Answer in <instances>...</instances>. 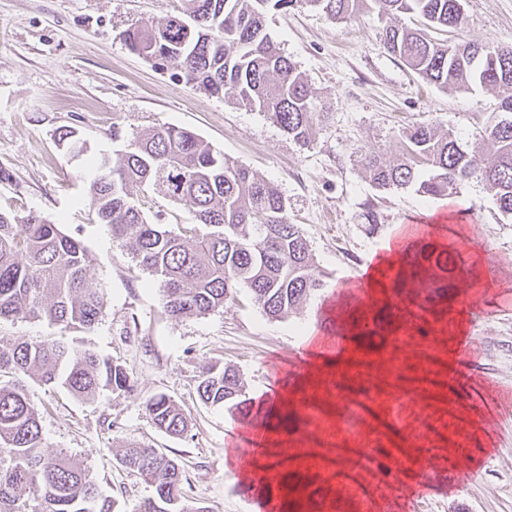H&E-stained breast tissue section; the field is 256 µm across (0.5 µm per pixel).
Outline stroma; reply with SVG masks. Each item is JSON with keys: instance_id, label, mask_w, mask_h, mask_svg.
Instances as JSON below:
<instances>
[{"instance_id": "1", "label": "stroma", "mask_w": 512, "mask_h": 512, "mask_svg": "<svg viewBox=\"0 0 512 512\" xmlns=\"http://www.w3.org/2000/svg\"><path fill=\"white\" fill-rule=\"evenodd\" d=\"M183 0H0V209L61 221L63 231L90 252L93 287L104 289V313L90 331H64L44 320L0 321V340L65 339L123 365L137 396L103 390L79 399L22 377L38 409L47 453L77 460L96 478L114 512H131L149 495L142 478L122 465L129 443L159 449L184 468L189 497L209 512H258L250 494L224 461L234 419L224 408L201 403L196 392L203 365L239 370L248 396L277 386L275 365L289 361L300 330L317 325L325 295L311 296L299 315L274 319L248 292L223 310L173 319L152 276L132 258L128 244L114 240L86 195L97 176L95 158L118 157L128 140L152 127L194 131L227 157L272 183L284 197L288 220L300 225L314 255L313 273L339 289L367 264L395 225L428 215L450 216L444 199L410 189L380 190L361 159L374 151L384 159L400 152L402 131L419 123L449 128L467 139L499 113L498 91L472 86L455 92L426 83L384 47L387 18L364 11L335 22L304 4L269 9L268 35L308 80L327 112L309 145L298 144L266 113L192 89L132 53L122 39L128 27L155 21L183 7ZM463 38L479 43L512 41V0H463ZM73 128L84 147L67 151L58 133ZM466 213L452 222L465 232L474 218L481 236L466 241L458 260L493 251L512 256V217L501 214L480 182L464 183L457 196ZM150 222L190 224V205L176 204L161 190L140 199ZM376 227H369L367 212ZM512 291V269L489 276L479 303L467 305L468 331L476 340L466 361H453L448 334L411 331V354L396 367L376 364L354 370L358 388L369 389L368 414L387 415L404 405L399 436L385 427L371 432L372 448L387 449L384 464L398 455L427 460L436 492L422 486L416 467H396L412 497L388 496L375 471L351 470L374 499L390 498L393 512H512V476L498 473L495 453L512 450V310L497 301ZM165 393L181 408L188 431L171 436L145 415L140 398ZM472 469L470 482L455 480Z\"/></svg>"}]
</instances>
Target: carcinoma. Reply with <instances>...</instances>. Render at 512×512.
I'll use <instances>...</instances> for the list:
<instances>
[{"instance_id":"carcinoma-1","label":"carcinoma","mask_w":512,"mask_h":512,"mask_svg":"<svg viewBox=\"0 0 512 512\" xmlns=\"http://www.w3.org/2000/svg\"><path fill=\"white\" fill-rule=\"evenodd\" d=\"M187 7L157 24L123 33L128 49L193 88L233 97L269 116L295 142L308 145L324 116L295 63L268 36L269 8L301 3L322 8L340 22L370 7L391 19L412 14L422 28L389 24L386 50L437 87L465 91L473 84L502 93V117L463 143L452 130L420 124L402 135L398 158H362L378 188H412L428 198H448L478 180L494 192L498 210L512 215V44L440 40L428 30L460 31L461 0H186ZM88 202L112 237L131 244L133 258L153 277L167 314L180 319L224 309L247 291L276 319L300 310L325 287L312 274L314 257L301 228L288 222L285 200L270 182L224 157L196 134L177 126L147 129L129 140L114 163L97 162ZM193 208V224H151L138 195L153 189ZM455 248L422 244L411 274L429 276L435 299L455 297ZM92 260L61 224L36 214L0 211V320H46L64 330L94 328L104 291L89 285ZM35 377L76 398L101 390L135 396L126 369L60 341L0 344V512H112L113 501L82 465L43 451L40 414L19 377ZM196 391L210 406L243 419L260 416L246 397L238 370L208 364ZM141 406L159 430L181 436L186 418L173 400L154 393ZM120 460L152 488L133 512H209L188 497L182 466L156 448L130 444Z\"/></svg>"}]
</instances>
